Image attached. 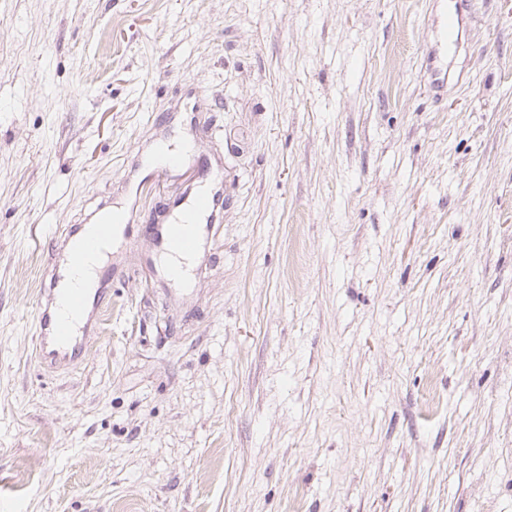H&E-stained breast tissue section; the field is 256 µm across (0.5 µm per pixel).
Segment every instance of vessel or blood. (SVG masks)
I'll return each instance as SVG.
<instances>
[{"label": "vessel or blood", "mask_w": 512, "mask_h": 512, "mask_svg": "<svg viewBox=\"0 0 512 512\" xmlns=\"http://www.w3.org/2000/svg\"><path fill=\"white\" fill-rule=\"evenodd\" d=\"M472 0H448L435 36L450 50L463 48V31L471 15ZM219 194L196 190L191 197L188 215H177L171 223L154 226L152 237L160 251L168 255L194 254L196 261L205 262L200 252L202 232L198 217L214 218ZM116 232L115 224L103 221L88 225L81 233L64 239L63 248L69 255V265L75 273L72 281L51 274L45 290L46 301L39 316L36 351L43 363L67 364L78 360L85 348L91 313L101 306L112 290V273L107 266L95 268L96 284L86 288L81 274L90 256L101 254Z\"/></svg>", "instance_id": "1"}]
</instances>
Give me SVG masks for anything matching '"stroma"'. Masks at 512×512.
Masks as SVG:
<instances>
[{
    "label": "stroma",
    "mask_w": 512,
    "mask_h": 512,
    "mask_svg": "<svg viewBox=\"0 0 512 512\" xmlns=\"http://www.w3.org/2000/svg\"><path fill=\"white\" fill-rule=\"evenodd\" d=\"M443 2L0 0V512H512V0L454 57ZM162 143L222 172L187 297ZM105 206L112 293L47 368ZM112 221L88 225L81 233L65 238L62 247L69 255V265L75 272L67 286L64 276L52 273L45 288L46 301L39 315V334L36 351L42 363L67 364L78 360L84 351L88 320L91 313L102 305L111 293L112 273L107 265H94L87 272L90 282L96 276V284L90 290L82 281V272L91 255L101 254L111 242L117 225ZM95 273V274H94Z\"/></svg>",
    "instance_id": "35a3bbf8"
}]
</instances>
